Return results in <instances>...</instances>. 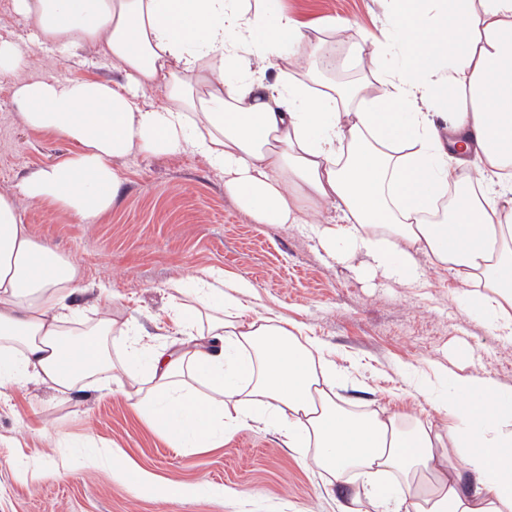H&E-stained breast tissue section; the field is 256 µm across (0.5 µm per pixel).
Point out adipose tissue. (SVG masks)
Returning <instances> with one entry per match:
<instances>
[{
	"label": "adipose tissue",
	"instance_id": "ef3b65f1",
	"mask_svg": "<svg viewBox=\"0 0 512 512\" xmlns=\"http://www.w3.org/2000/svg\"><path fill=\"white\" fill-rule=\"evenodd\" d=\"M361 32L370 81L317 89L327 41L269 0H14L41 44L69 57L100 48L124 82L29 79L14 88L33 128L77 146L19 186L82 222L114 204L117 166L134 153H192L259 224H305L334 261L416 281L419 256L467 285L468 301L512 341V0H377ZM400 41L402 63L385 71ZM294 46L281 57L283 45ZM277 68L269 77V68ZM302 72L297 81L288 69ZM166 104L138 99L159 83ZM79 268L34 239L0 194V399L28 382L61 395L108 371L155 432L178 448H216L247 424L276 425L304 465L348 483L345 512H512V386L443 370L425 376L449 426L411 413H354L336 363L288 318L253 311L252 284L199 269L168 284L180 349H158L133 319L75 328ZM124 354L111 356L109 339ZM142 494L193 499L123 460ZM395 475V487L385 477Z\"/></svg>",
	"mask_w": 512,
	"mask_h": 512
}]
</instances>
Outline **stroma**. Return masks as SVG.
I'll return each mask as SVG.
<instances>
[{
	"instance_id": "obj_1",
	"label": "stroma",
	"mask_w": 512,
	"mask_h": 512,
	"mask_svg": "<svg viewBox=\"0 0 512 512\" xmlns=\"http://www.w3.org/2000/svg\"><path fill=\"white\" fill-rule=\"evenodd\" d=\"M0 0V40L27 48L32 62L0 74V193L17 192L37 168L64 160L76 146L57 133L26 125L13 96L31 78L119 83L120 72L96 48L70 61L33 42L32 25ZM325 31L331 18L353 28L337 37L327 84L361 77L357 29H375L374 0H272ZM35 239L70 257L82 273L76 301L94 318L95 286L107 282L112 302L151 334L156 346L179 345L168 327L170 280L201 268L249 280L258 304L288 317L327 347L337 365L356 362L336 390L355 411L410 412L439 429L433 394L419 383L432 366L512 386V342L461 297L462 283L422 261L420 281L399 285L369 279L352 265L330 261L308 225L258 224L224 192V175L198 156H129L116 204L96 223L48 203L19 199ZM106 378L62 398L31 384L0 402V512H339L352 490L329 484L282 443L277 428L244 426L218 448H174L139 417ZM120 451L164 481L202 483L223 498L159 500L137 493L112 474ZM36 467L39 479L23 478Z\"/></svg>"
}]
</instances>
